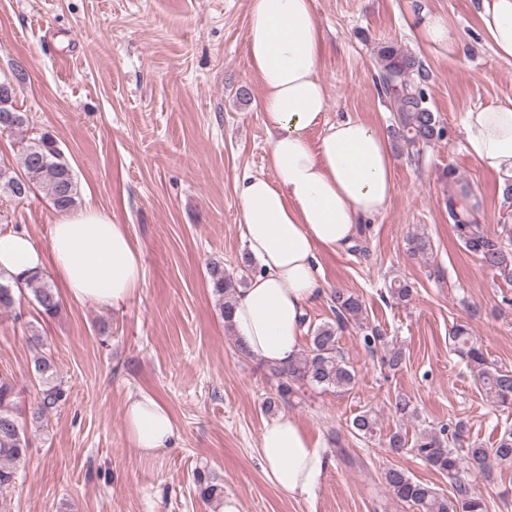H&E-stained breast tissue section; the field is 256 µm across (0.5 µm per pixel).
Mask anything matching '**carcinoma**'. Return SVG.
Masks as SVG:
<instances>
[{
  "label": "carcinoma",
  "mask_w": 512,
  "mask_h": 512,
  "mask_svg": "<svg viewBox=\"0 0 512 512\" xmlns=\"http://www.w3.org/2000/svg\"><path fill=\"white\" fill-rule=\"evenodd\" d=\"M378 60L379 85L392 111L396 112L392 128L396 144L408 152L418 153L442 140L445 127L429 106L427 76L422 62L392 43L378 49ZM13 97L15 94L0 87V116L7 112L19 117L18 121L7 126L0 123L1 134L23 131L29 124L27 113L13 107ZM35 188L46 191L58 212L73 209L79 204L78 187L70 163L57 141L47 133L22 143L20 169L15 171L0 165V192L20 199L22 193L29 194ZM448 217L469 252L478 255L490 269L512 278V247L502 239L490 236L473 210L458 211L452 194L448 195ZM208 274L224 326L230 330L233 302L239 288L246 285V276L238 277L215 262L208 268ZM23 287L31 291L40 314L54 317L61 310L58 291L39 274L26 278L0 274V308L12 307L15 291ZM331 302L336 313L335 322L315 325L308 318H303L306 349L286 365L267 366L270 376L277 380L275 396L268 400V410L288 403L304 386L347 392L354 384L355 374L340 350L338 331L352 322H361L363 303L359 297L340 289L331 295ZM28 333L31 373L40 390L25 419H20L17 413L16 384L13 379L0 374V512H12L11 502L3 491L15 483L18 466L25 462L31 447L26 427H42L48 415L68 400V389L59 378L57 362L46 348L43 337L33 327L28 329ZM450 340L455 351L476 371L486 396L495 404L512 407V371L488 362L466 327H455ZM351 427L359 437H373L378 430L377 413L371 409L360 412L352 419ZM448 432V440L432 432L422 433L410 445L396 431L389 436L387 448L394 454L410 447L416 449L422 460L448 477L453 498L440 495L430 484L394 467L384 472L386 492L400 502L417 506L419 512H488L487 504L462 478L461 470L465 468L478 475L488 472L493 460L511 464L512 425L504 426L492 448L464 442L466 423L461 420L455 422ZM194 484L198 496L208 503L223 497V487L208 470H196Z\"/></svg>",
  "instance_id": "cac0c4a2"
}]
</instances>
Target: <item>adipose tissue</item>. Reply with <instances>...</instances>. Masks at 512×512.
I'll return each instance as SVG.
<instances>
[{"label": "adipose tissue", "mask_w": 512, "mask_h": 512, "mask_svg": "<svg viewBox=\"0 0 512 512\" xmlns=\"http://www.w3.org/2000/svg\"><path fill=\"white\" fill-rule=\"evenodd\" d=\"M478 17L495 53L512 59V0H479ZM324 47L314 0H250L246 53L263 88L272 174L246 173L235 183L242 240L257 271L233 302L231 324L250 359L267 364H288L302 350V318L325 293L319 251L351 246L394 191L387 135L357 119H325ZM461 125L478 166L500 188L511 186L512 97L469 109ZM48 271L63 299L113 308L146 280L142 248L126 225L89 205L61 212L42 246L25 233H0L1 273ZM125 420L129 441L146 456L178 437L169 410L147 393L129 399ZM256 453L266 479L292 498L310 495L329 467L320 443L286 415L265 422Z\"/></svg>", "instance_id": "ef3b65f1"}]
</instances>
